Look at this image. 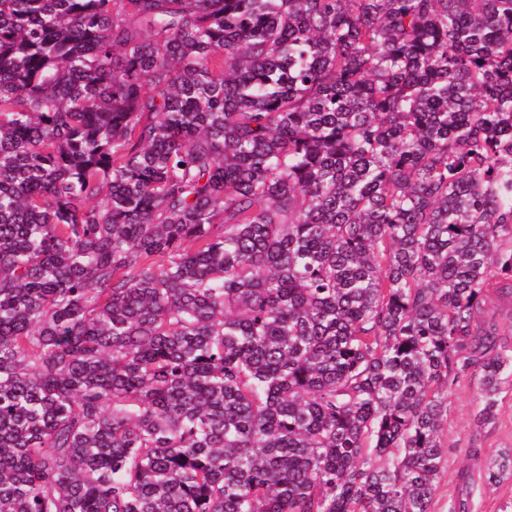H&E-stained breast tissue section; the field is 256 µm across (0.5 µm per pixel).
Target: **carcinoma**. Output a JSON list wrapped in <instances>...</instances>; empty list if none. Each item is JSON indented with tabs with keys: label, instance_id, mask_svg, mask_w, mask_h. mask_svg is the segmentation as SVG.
Returning a JSON list of instances; mask_svg holds the SVG:
<instances>
[{
	"label": "carcinoma",
	"instance_id": "cac0c4a2",
	"mask_svg": "<svg viewBox=\"0 0 512 512\" xmlns=\"http://www.w3.org/2000/svg\"><path fill=\"white\" fill-rule=\"evenodd\" d=\"M507 297L512 0H0V512H430Z\"/></svg>",
	"mask_w": 512,
	"mask_h": 512
}]
</instances>
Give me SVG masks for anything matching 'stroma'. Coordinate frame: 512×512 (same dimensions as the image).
I'll return each mask as SVG.
<instances>
[{"label": "stroma", "instance_id": "1", "mask_svg": "<svg viewBox=\"0 0 512 512\" xmlns=\"http://www.w3.org/2000/svg\"><path fill=\"white\" fill-rule=\"evenodd\" d=\"M479 387L478 376L470 374L448 392V454L434 512H453L461 504L466 512H501L503 505L512 501L511 478L495 486L487 485L477 476L467 482L462 479L477 460L512 449V388L501 394L495 421L478 426L474 416Z\"/></svg>", "mask_w": 512, "mask_h": 512}]
</instances>
